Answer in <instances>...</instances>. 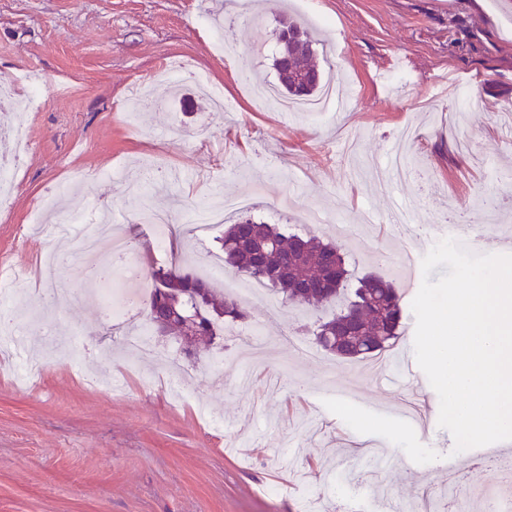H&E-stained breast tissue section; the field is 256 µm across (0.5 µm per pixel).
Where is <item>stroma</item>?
<instances>
[{
  "mask_svg": "<svg viewBox=\"0 0 512 512\" xmlns=\"http://www.w3.org/2000/svg\"><path fill=\"white\" fill-rule=\"evenodd\" d=\"M223 3L0 0V86L33 73L45 88L28 115L33 147L0 207V260L27 269L0 308L24 316L23 340L38 343L43 363L29 387L14 373L25 353L0 358V512H296L309 497L322 512H379L392 494L405 512H485L489 470L449 467L448 430L434 423L423 433L384 411L411 402L399 353L414 327L374 359L351 364L317 350L311 361L294 343L314 347L311 329L331 308L292 307L271 291L272 315L247 305L240 335L187 359L146 319L105 321L86 299L56 309L38 284L39 259L57 244L30 234V209L48 197L87 228L109 213L133 238L144 290L153 269L193 271L199 253H217L223 229L201 240L183 232L207 200L250 194L252 218L303 234L333 239L347 225L353 235L341 245L356 279L393 277L379 252L429 251L435 217L481 224L478 200L512 199L500 179L512 172V0H252L247 24ZM288 17L313 24L314 61L349 90L344 106L324 115L256 108L244 74L275 82ZM164 58L204 71L224 111L187 82L170 98L157 70ZM441 75L465 99L438 95ZM408 128L414 176L379 185L377 168ZM146 166L153 203L177 199L161 253L125 190ZM62 180L69 193L53 197ZM310 208L336 223H305ZM397 209L416 242L390 222ZM368 211L374 223H362ZM138 333L184 358L189 395L153 358L129 353Z\"/></svg>",
  "mask_w": 512,
  "mask_h": 512,
  "instance_id": "obj_1",
  "label": "stroma"
}]
</instances>
